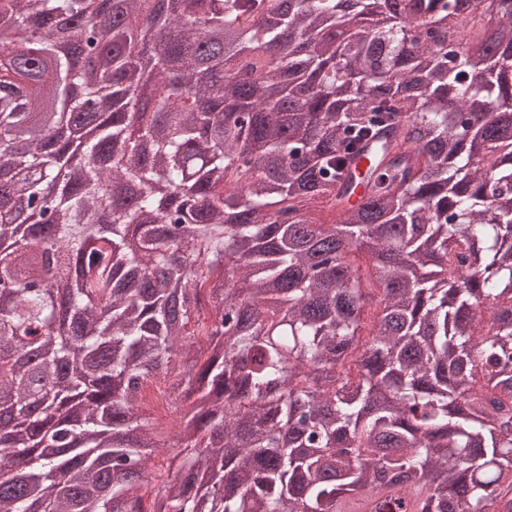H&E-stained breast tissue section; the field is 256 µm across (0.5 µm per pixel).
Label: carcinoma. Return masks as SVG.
Instances as JSON below:
<instances>
[{
	"instance_id": "carcinoma-1",
	"label": "carcinoma",
	"mask_w": 512,
	"mask_h": 512,
	"mask_svg": "<svg viewBox=\"0 0 512 512\" xmlns=\"http://www.w3.org/2000/svg\"><path fill=\"white\" fill-rule=\"evenodd\" d=\"M170 2L0 0V512H512V0ZM177 379L178 378L172 375L154 384L153 386L159 389L156 399L153 401L147 399L142 400L140 408L142 416L152 424V429L157 434L161 446L159 453L156 452L153 455L149 466L153 472L162 471L165 475L170 462L169 458L177 453L175 449L168 451V449L165 448L172 443L170 436L178 418L175 406L171 402V399L168 398V394L173 392L171 384Z\"/></svg>"
}]
</instances>
